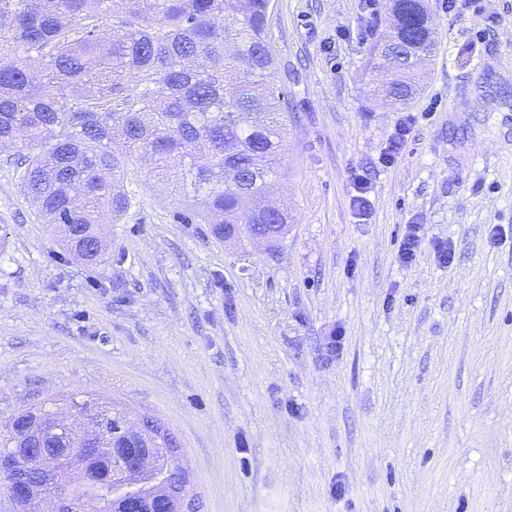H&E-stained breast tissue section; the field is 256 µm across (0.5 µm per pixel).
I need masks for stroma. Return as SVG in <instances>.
<instances>
[{"label": "stroma", "instance_id": "1", "mask_svg": "<svg viewBox=\"0 0 512 512\" xmlns=\"http://www.w3.org/2000/svg\"><path fill=\"white\" fill-rule=\"evenodd\" d=\"M426 5L439 48L395 107L367 24L391 0H272L277 249L179 223L143 160L104 263L60 262L0 148V426L50 397L122 401L177 436L196 512H512V0Z\"/></svg>", "mask_w": 512, "mask_h": 512}]
</instances>
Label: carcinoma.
Segmentation results:
<instances>
[{"mask_svg":"<svg viewBox=\"0 0 512 512\" xmlns=\"http://www.w3.org/2000/svg\"><path fill=\"white\" fill-rule=\"evenodd\" d=\"M270 2L0 0V144L31 148L16 161L22 190L46 223L68 226L66 252L102 258L101 228L130 208L129 167L145 158L184 203L181 223L209 224L224 240L283 231L288 214L267 201L284 177L290 109L271 80ZM393 14L373 51L396 69L385 97L406 104L436 40L424 0H394ZM70 404L115 425L129 416L117 401ZM27 447L3 426L0 449ZM154 448L161 465L139 477L145 497L169 460L165 437ZM71 491L99 500V512H124L88 472Z\"/></svg>","mask_w":512,"mask_h":512,"instance_id":"obj_1","label":"carcinoma"}]
</instances>
